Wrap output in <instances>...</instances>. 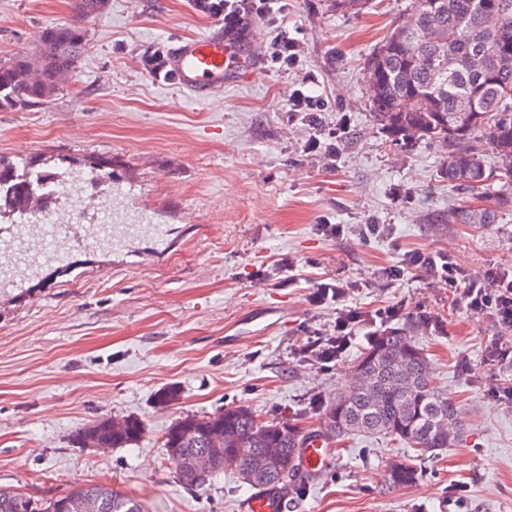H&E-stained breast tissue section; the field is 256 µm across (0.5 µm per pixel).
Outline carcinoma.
<instances>
[{
	"label": "carcinoma",
	"mask_w": 512,
	"mask_h": 512,
	"mask_svg": "<svg viewBox=\"0 0 512 512\" xmlns=\"http://www.w3.org/2000/svg\"><path fill=\"white\" fill-rule=\"evenodd\" d=\"M372 0H332L339 13H359ZM85 49V34L73 25L45 29L34 53L0 59V111L46 104ZM369 110L394 146L430 141L444 152L443 173L462 189L490 192L501 183L495 206L464 203L457 224H494L497 209L512 203V0H412L407 19L393 27L367 61ZM490 143L499 166H487L483 144ZM57 174L32 162L18 166L0 159V219L20 214ZM429 329L419 319L387 327L369 337L349 382L325 406L320 433L333 442L353 436H385L402 441L426 461L462 439L459 403L433 386L429 361L414 333ZM142 423L124 418L120 429L100 418L75 434L78 443L96 435L109 448L138 442ZM224 433V447L209 436ZM297 428L262 422L250 407L236 405L203 416H186L164 433L163 448L176 463L178 481L199 488L229 471L251 488L291 494L305 486L297 449ZM208 453L213 470L195 474L186 458ZM422 470L395 460L384 472L388 489L409 487ZM69 496L87 499L94 512H141L138 503L102 484H82ZM24 493L0 488V512H18Z\"/></svg>",
	"instance_id": "obj_1"
}]
</instances>
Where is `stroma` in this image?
Wrapping results in <instances>:
<instances>
[{"instance_id": "stroma-1", "label": "stroma", "mask_w": 512, "mask_h": 512, "mask_svg": "<svg viewBox=\"0 0 512 512\" xmlns=\"http://www.w3.org/2000/svg\"><path fill=\"white\" fill-rule=\"evenodd\" d=\"M75 2L0 0V58L33 50L56 24L77 25L86 39L46 105L0 112V158L58 173L111 161L113 189L133 188L130 207L164 227L168 247L147 238L98 246L79 226L64 262L0 288V486L50 498L103 483L143 512H240L250 487L227 472L184 488L164 432L235 404L317 428L375 327L355 326L327 365L304 354L308 338L342 313L394 307L401 324L431 319L415 340L433 385L462 404L463 439L414 485L389 491L387 464L412 461V450L354 437L293 512H455L460 497L469 512H512V402L490 392L512 384V372L485 362L512 328L407 265L416 252L445 253L473 280L512 272V204L493 224L452 222L461 195L441 172L442 148L389 147L367 105L366 59L411 0H373L351 15L330 0H288L301 65L328 104L322 123L344 131L333 170L304 154L306 127L282 112L299 73L264 62L206 102L150 74V50L217 28L191 0H103L87 17ZM324 219L339 234L322 233ZM367 224L380 234L364 239ZM288 258L291 275L280 266ZM330 278L354 287L342 301L314 303ZM172 386L177 400L160 403ZM107 416L140 419L143 436L105 450L74 441Z\"/></svg>"}]
</instances>
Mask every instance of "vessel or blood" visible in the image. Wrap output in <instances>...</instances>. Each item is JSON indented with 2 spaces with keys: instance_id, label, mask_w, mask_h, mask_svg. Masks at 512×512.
I'll return each instance as SVG.
<instances>
[{
  "instance_id": "obj_1",
  "label": "vessel or blood",
  "mask_w": 512,
  "mask_h": 512,
  "mask_svg": "<svg viewBox=\"0 0 512 512\" xmlns=\"http://www.w3.org/2000/svg\"><path fill=\"white\" fill-rule=\"evenodd\" d=\"M245 38L216 29L208 34L179 42L168 59V67L177 84L201 101L221 93L225 81L233 75L257 70L253 55L247 54ZM333 454L324 438L307 440L300 451V464L316 476L328 469ZM282 499L274 493H257L242 504V512H280Z\"/></svg>"
}]
</instances>
